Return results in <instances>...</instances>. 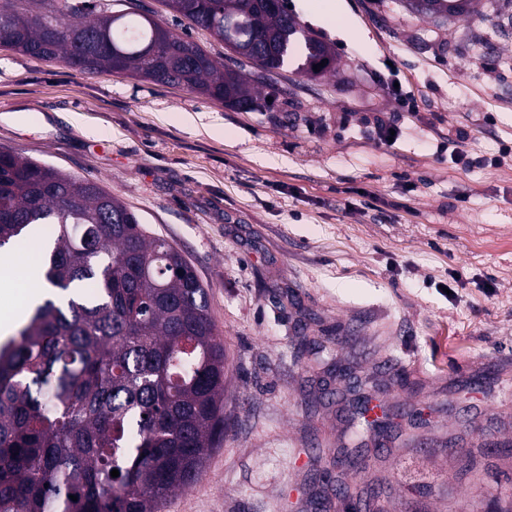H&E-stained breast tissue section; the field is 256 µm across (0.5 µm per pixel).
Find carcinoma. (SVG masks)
<instances>
[{"label": "carcinoma", "mask_w": 512, "mask_h": 512, "mask_svg": "<svg viewBox=\"0 0 512 512\" xmlns=\"http://www.w3.org/2000/svg\"><path fill=\"white\" fill-rule=\"evenodd\" d=\"M167 2L249 68L226 69L149 15L101 0H0V45L248 110L262 107L253 87L299 46V73L334 65L284 0ZM428 2L423 14L442 23L469 15L472 0ZM37 224L53 225L41 277L66 305L44 301L0 347V512H158L224 432L226 358L207 289L112 192L0 151V248Z\"/></svg>", "instance_id": "obj_1"}]
</instances>
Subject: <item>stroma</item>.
<instances>
[{"label":"stroma","instance_id":"stroma-1","mask_svg":"<svg viewBox=\"0 0 512 512\" xmlns=\"http://www.w3.org/2000/svg\"><path fill=\"white\" fill-rule=\"evenodd\" d=\"M301 2L336 69L289 59L262 111L0 48V150L98 182L209 292L226 428L161 512H493L512 501V5L474 0L439 27L405 0H342L328 20ZM350 20L370 47L340 37ZM380 112L400 118L395 147L365 134ZM462 130L476 165L443 147ZM340 362L385 404L383 451ZM342 448L364 477L316 504L303 490Z\"/></svg>","mask_w":512,"mask_h":512}]
</instances>
